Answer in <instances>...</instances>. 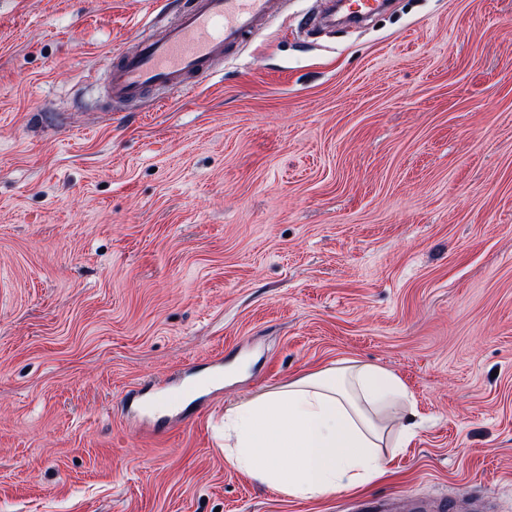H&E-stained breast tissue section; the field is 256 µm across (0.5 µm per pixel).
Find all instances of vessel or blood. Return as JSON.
Instances as JSON below:
<instances>
[{
  "label": "vessel or blood",
  "mask_w": 512,
  "mask_h": 512,
  "mask_svg": "<svg viewBox=\"0 0 512 512\" xmlns=\"http://www.w3.org/2000/svg\"><path fill=\"white\" fill-rule=\"evenodd\" d=\"M282 0H192L176 24L144 29L132 48L105 60L106 93L115 103L139 100L147 89L189 86L214 73L227 51L247 42Z\"/></svg>",
  "instance_id": "vessel-or-blood-1"
}]
</instances>
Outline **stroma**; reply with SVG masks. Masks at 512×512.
<instances>
[{
    "mask_svg": "<svg viewBox=\"0 0 512 512\" xmlns=\"http://www.w3.org/2000/svg\"><path fill=\"white\" fill-rule=\"evenodd\" d=\"M184 0H0V512H360L480 487L512 512V0H310L188 89L110 106L102 61ZM422 416L380 479L288 497L227 409L334 362ZM152 435L126 424L212 371Z\"/></svg>",
    "mask_w": 512,
    "mask_h": 512,
    "instance_id": "1",
    "label": "stroma"
}]
</instances>
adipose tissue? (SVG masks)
<instances>
[{"label": "adipose tissue", "instance_id": "adipose-tissue-1", "mask_svg": "<svg viewBox=\"0 0 512 512\" xmlns=\"http://www.w3.org/2000/svg\"><path fill=\"white\" fill-rule=\"evenodd\" d=\"M417 411L393 372L358 360L266 390L224 415V453L261 484L301 499L382 477L383 443L405 448Z\"/></svg>", "mask_w": 512, "mask_h": 512}]
</instances>
